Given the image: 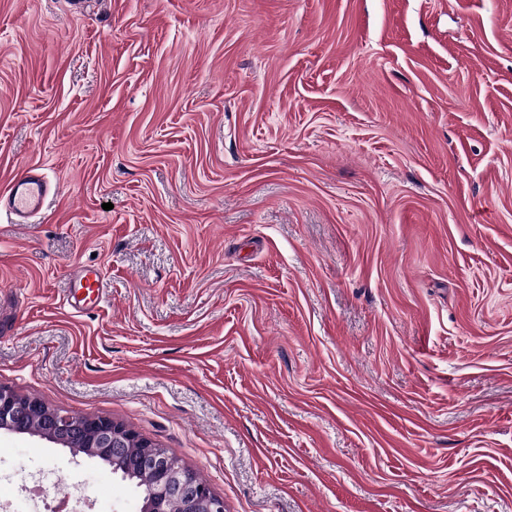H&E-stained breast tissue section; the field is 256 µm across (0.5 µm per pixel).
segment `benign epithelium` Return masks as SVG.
Segmentation results:
<instances>
[{
  "label": "benign epithelium",
  "mask_w": 512,
  "mask_h": 512,
  "mask_svg": "<svg viewBox=\"0 0 512 512\" xmlns=\"http://www.w3.org/2000/svg\"><path fill=\"white\" fill-rule=\"evenodd\" d=\"M40 407V402L0 388V430L30 434L74 451H82L79 434L91 430L96 437L95 447L107 451L104 463L113 472L128 475L132 470H149L153 482L144 490L141 512H224V500L215 496L209 487L190 469L173 464L149 442H142L140 456L125 454L136 435L109 418L77 419L62 409L45 410L44 429L35 433L27 428V417Z\"/></svg>",
  "instance_id": "7a95c632"
}]
</instances>
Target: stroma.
<instances>
[{
	"instance_id": "1",
	"label": "stroma",
	"mask_w": 512,
	"mask_h": 512,
	"mask_svg": "<svg viewBox=\"0 0 512 512\" xmlns=\"http://www.w3.org/2000/svg\"><path fill=\"white\" fill-rule=\"evenodd\" d=\"M30 167L1 388L224 512H512V0H0V192ZM0 478V512L142 503L5 430ZM47 183L41 173L29 169L16 177L1 200L5 198L6 209L18 217H27L39 213L46 197Z\"/></svg>"
}]
</instances>
